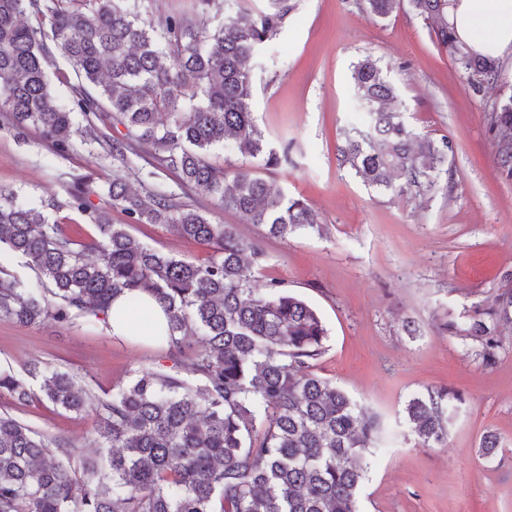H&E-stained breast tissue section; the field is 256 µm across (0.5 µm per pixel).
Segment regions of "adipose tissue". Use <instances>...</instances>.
I'll return each mask as SVG.
<instances>
[{
	"mask_svg": "<svg viewBox=\"0 0 512 512\" xmlns=\"http://www.w3.org/2000/svg\"><path fill=\"white\" fill-rule=\"evenodd\" d=\"M448 25L468 51L512 58V0H448ZM107 323L112 335L147 340L165 327L166 318L157 300L143 292L116 298Z\"/></svg>",
	"mask_w": 512,
	"mask_h": 512,
	"instance_id": "obj_1",
	"label": "adipose tissue"
}]
</instances>
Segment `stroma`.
I'll return each instance as SVG.
<instances>
[{"mask_svg":"<svg viewBox=\"0 0 512 512\" xmlns=\"http://www.w3.org/2000/svg\"><path fill=\"white\" fill-rule=\"evenodd\" d=\"M292 2L280 34L252 61L256 124L273 146L288 147L289 164L267 172L231 145L213 149L208 160L247 166L304 198L317 229L268 238L206 198L187 202L204 209L211 223L236 225L260 240L267 254L263 279L284 281L327 328L317 372L381 416L385 443L368 458L360 512H512V324L501 326L490 364L479 341L442 329L512 289V178L497 164L488 125L493 104L512 95V60H503L497 83L476 94L409 0L383 19L360 0ZM368 56L395 85L409 126L453 144L448 169L431 193H381L338 160L344 127L363 118L350 78L353 65ZM149 156V148L138 147L122 169L95 143L59 153L36 131L17 136L0 113V189L29 205L48 202L50 219L83 237L97 230L69 207L70 189L85 184L92 202L107 206L113 173L123 171L131 187L141 189L138 170ZM112 221L179 258L204 262L211 255L164 225H130L117 210ZM407 318L419 325V335L403 331ZM32 359L76 375L98 395L127 384L135 369L169 365L160 345L113 337L104 322L76 317L22 326L1 319L0 371L23 374ZM444 388L463 398L448 423V443L416 446L405 406L414 395ZM0 412L64 440L77 457L95 454L93 414L7 397L0 398ZM487 431L503 441L488 457L479 448Z\"/></svg>","mask_w":512,"mask_h":512,"instance_id":"1","label":"stroma"}]
</instances>
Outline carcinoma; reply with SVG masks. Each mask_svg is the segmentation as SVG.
Masks as SVG:
<instances>
[{"label":"carcinoma","instance_id":"1","mask_svg":"<svg viewBox=\"0 0 512 512\" xmlns=\"http://www.w3.org/2000/svg\"><path fill=\"white\" fill-rule=\"evenodd\" d=\"M141 2L0 0V112L18 134L36 129L61 153L76 149L81 132L96 135L124 165L127 153L149 144L144 180L169 173L180 188L216 200L270 237L317 228L304 199L244 168L207 161L213 148L232 143L268 168L288 162L255 122L251 61L278 35L290 0H268L261 12L240 8L212 32L187 12L156 27L141 17ZM365 2L372 16L385 18L397 0ZM410 4L432 24L473 93L498 80L499 61L458 44L448 0ZM53 47L77 79L67 104L58 101L48 71ZM352 95L368 124L345 133L342 163L396 196L434 187L451 144L408 128L391 108L395 88L377 61L353 66ZM102 126H121L124 134L108 135ZM489 127L499 167L511 178L512 95L496 103ZM106 194L109 206L98 207L86 188L69 191V207L98 231L79 241L50 223L44 208L0 191V250L26 259L58 299L51 307L33 289L1 278L0 319L23 326L65 323L74 314L104 321L113 298L146 291L164 308L159 343L172 367L137 370L107 397L37 362L24 377L0 371V395L19 404L38 381L53 406L94 413L106 461L104 468L94 460L76 464L70 449L52 448L27 424L0 414V512H359L362 460L378 449L382 422L315 371L327 337L316 310L281 280L256 287L267 255L234 225L210 223L162 188L140 193L119 173ZM111 207L130 224L167 225L212 254L198 264L144 246L112 223ZM503 322L512 323V292L448 327L478 339L489 364ZM189 334L200 348L187 342ZM459 401L447 390L409 399L406 422L419 445L446 442L448 413Z\"/></svg>","mask_w":512,"mask_h":512}]
</instances>
